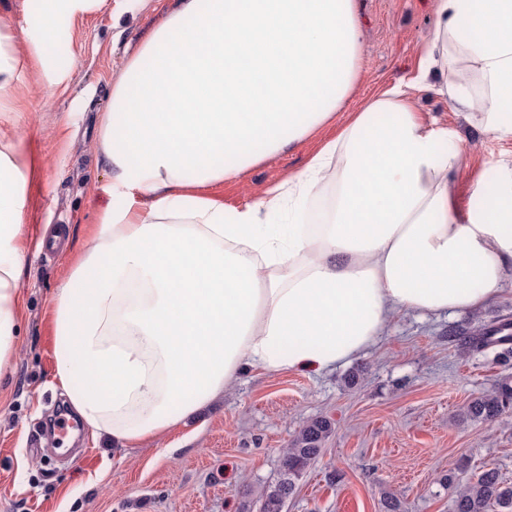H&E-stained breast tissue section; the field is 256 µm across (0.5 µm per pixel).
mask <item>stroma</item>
<instances>
[{
  "label": "stroma",
  "instance_id": "35a3bbf8",
  "mask_svg": "<svg viewBox=\"0 0 512 512\" xmlns=\"http://www.w3.org/2000/svg\"><path fill=\"white\" fill-rule=\"evenodd\" d=\"M174 0H103L58 24L49 48L54 66L71 70L64 85L35 70L19 72L17 103H0V134L20 143L35 169L26 185L31 240L61 228L52 257L28 253L19 283L18 349L0 379V512H242L274 483L282 450L308 422L332 421L321 455L298 481L283 512H382L385 494L405 512H453L448 473L496 467L512 484V420L464 419L471 399L512 376L503 347L449 343L452 329L472 331L512 319V285L475 311L396 314L381 342L351 363L315 375L247 371L207 407L139 448L79 427L71 454L51 450L65 403L52 389V299L69 265L86 250L111 207L112 170L98 146L112 84ZM436 0H356L361 78L337 113L344 124L374 95L408 84L423 117L461 134L455 173L461 186L481 172L512 168V139L490 136L450 100L417 84ZM321 141L313 136L211 187L226 206L256 200L300 169ZM355 384H348L349 375Z\"/></svg>",
  "mask_w": 512,
  "mask_h": 512
}]
</instances>
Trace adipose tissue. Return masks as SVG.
<instances>
[{
	"instance_id": "obj_1",
	"label": "adipose tissue",
	"mask_w": 512,
	"mask_h": 512,
	"mask_svg": "<svg viewBox=\"0 0 512 512\" xmlns=\"http://www.w3.org/2000/svg\"><path fill=\"white\" fill-rule=\"evenodd\" d=\"M96 0H40L37 37L0 45V99L23 67L60 82L57 21ZM355 0H176L100 121L113 204L53 297L55 386L92 433L137 447L247 370L329 372L400 311L453 314L512 278V169L460 207L458 134L402 87L373 96L305 165L241 208L205 191L331 123L359 80ZM479 92L456 80L460 61ZM512 137V0H437L419 78ZM0 150V377L17 350L25 185Z\"/></svg>"
}]
</instances>
